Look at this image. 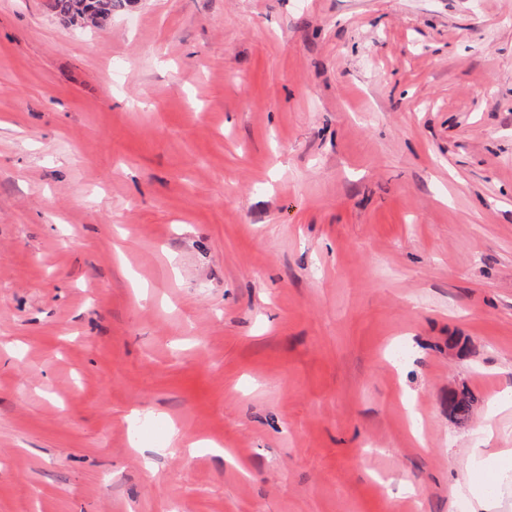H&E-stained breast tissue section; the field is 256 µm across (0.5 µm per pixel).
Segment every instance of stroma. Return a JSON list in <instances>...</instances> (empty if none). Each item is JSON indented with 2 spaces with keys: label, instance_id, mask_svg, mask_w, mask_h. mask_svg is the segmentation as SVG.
<instances>
[{
  "label": "stroma",
  "instance_id": "obj_1",
  "mask_svg": "<svg viewBox=\"0 0 512 512\" xmlns=\"http://www.w3.org/2000/svg\"><path fill=\"white\" fill-rule=\"evenodd\" d=\"M49 4L0 0V512H512L458 485L512 448V0ZM126 2L124 0H51L50 8L70 24L77 25L96 15L112 17V10L122 8ZM476 399L471 391L462 386L459 391L448 394V410L451 418L461 426H466L472 418Z\"/></svg>",
  "mask_w": 512,
  "mask_h": 512
}]
</instances>
